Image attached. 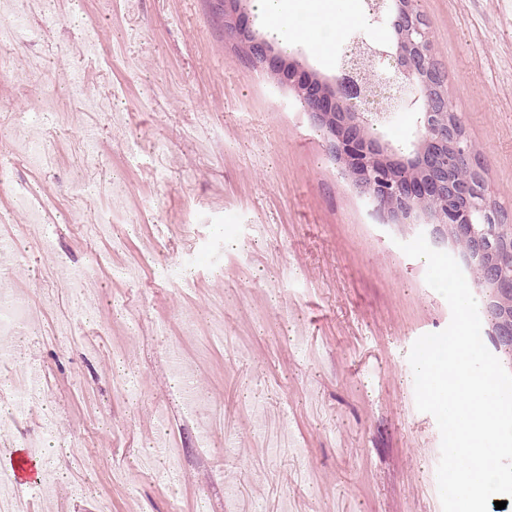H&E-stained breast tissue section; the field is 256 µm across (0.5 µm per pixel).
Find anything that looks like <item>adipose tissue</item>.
I'll return each mask as SVG.
<instances>
[{
  "mask_svg": "<svg viewBox=\"0 0 512 512\" xmlns=\"http://www.w3.org/2000/svg\"><path fill=\"white\" fill-rule=\"evenodd\" d=\"M250 6L265 22L269 37L286 53L301 47L325 52L337 36L358 22L356 15L337 13L335 0H310L309 11L320 18L312 30L299 22L298 0H250Z\"/></svg>",
  "mask_w": 512,
  "mask_h": 512,
  "instance_id": "1",
  "label": "adipose tissue"
}]
</instances>
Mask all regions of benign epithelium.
<instances>
[{
	"label": "benign epithelium",
	"instance_id": "obj_1",
	"mask_svg": "<svg viewBox=\"0 0 512 512\" xmlns=\"http://www.w3.org/2000/svg\"><path fill=\"white\" fill-rule=\"evenodd\" d=\"M385 22L393 29L394 40L384 46L361 41L367 53L382 65L379 93L371 96L350 90L339 76L330 87L299 63L273 53L270 45L255 38L236 0H224L225 25L250 40L257 52L255 59L279 73L282 83L304 100L313 122L327 129L333 157L357 193L385 202L381 221L404 224L422 215L424 202L438 204L437 216L429 218L434 224L428 234L430 242L439 246L455 232L466 234L471 238V248L461 257L463 265L483 263L494 287L509 290L512 276L499 270L493 250L499 225L491 204L474 184L448 178L445 159L467 148L462 126L439 111L438 100L422 102L414 94L411 70L419 59L410 56L405 47L414 45L427 54L425 26L402 0L389 4ZM396 112L417 113V130H426L425 140L409 158L366 133L370 120L384 123Z\"/></svg>",
	"mask_w": 512,
	"mask_h": 512
}]
</instances>
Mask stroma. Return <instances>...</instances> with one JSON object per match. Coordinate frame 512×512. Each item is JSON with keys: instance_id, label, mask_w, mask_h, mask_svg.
<instances>
[{"instance_id": "obj_1", "label": "stroma", "mask_w": 512, "mask_h": 512, "mask_svg": "<svg viewBox=\"0 0 512 512\" xmlns=\"http://www.w3.org/2000/svg\"><path fill=\"white\" fill-rule=\"evenodd\" d=\"M0 73V435L71 454L40 512H442L414 341L451 311L377 221L219 0H51ZM442 91L512 224V25L497 0H414ZM44 81L30 83L32 62ZM165 456H156V449ZM65 468L69 480L56 477Z\"/></svg>"}]
</instances>
